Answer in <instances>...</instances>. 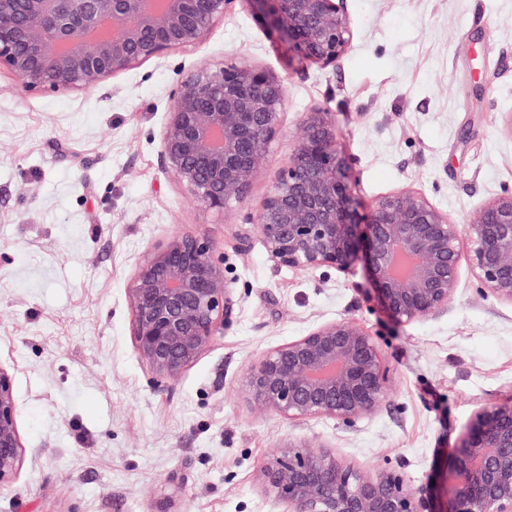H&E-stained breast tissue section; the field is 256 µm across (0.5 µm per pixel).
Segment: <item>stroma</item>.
<instances>
[{"instance_id": "1", "label": "stroma", "mask_w": 512, "mask_h": 512, "mask_svg": "<svg viewBox=\"0 0 512 512\" xmlns=\"http://www.w3.org/2000/svg\"><path fill=\"white\" fill-rule=\"evenodd\" d=\"M353 40L336 65L300 60L235 0L202 42L90 89L30 90L0 68V367L12 375L23 463L0 512H284L255 483L291 438L435 493L482 407L512 401V305L482 297L467 265L447 310L397 326L362 268H279L248 215L300 134L331 112L357 161V197L405 187L458 222L512 188V0H347ZM266 67L287 110L266 175L224 210L193 201L160 160L171 96L225 57ZM175 234L224 262L231 321L177 380L132 336L129 288ZM357 318L390 394L347 426L291 421L246 398L251 366L321 322Z\"/></svg>"}]
</instances>
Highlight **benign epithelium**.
<instances>
[{"instance_id":"benign-epithelium-1","label":"benign epithelium","mask_w":512,"mask_h":512,"mask_svg":"<svg viewBox=\"0 0 512 512\" xmlns=\"http://www.w3.org/2000/svg\"><path fill=\"white\" fill-rule=\"evenodd\" d=\"M235 0H0V66L28 88L97 86L171 50L203 40ZM255 17L299 58L328 67L353 38L347 0H247ZM287 107L270 69L226 58L203 65L173 94L161 162L194 201L241 203L264 176L269 145ZM357 161L339 145L329 112L306 113L301 133L249 223L281 268L366 266L378 302L399 324L448 308L466 260L482 293L512 304V189L460 224L421 192L402 188L369 207L355 197ZM129 297L140 355L176 380L216 336L233 307L224 260L209 241L173 235L140 267ZM388 371L375 338L354 318L323 322L267 352L246 390L257 409L290 420L344 425L376 413ZM12 376L0 367V480L20 468ZM288 512H512V401L478 410L441 476L432 502L393 471L342 463L330 449L287 441L257 473Z\"/></svg>"}]
</instances>
